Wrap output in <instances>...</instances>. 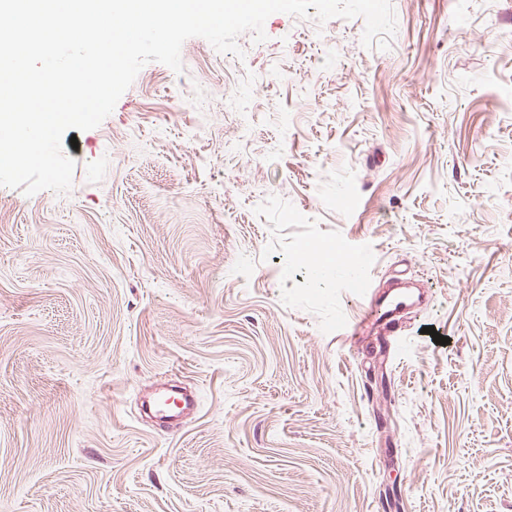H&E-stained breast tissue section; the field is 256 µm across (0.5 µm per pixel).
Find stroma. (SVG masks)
Returning a JSON list of instances; mask_svg holds the SVG:
<instances>
[{
    "label": "stroma",
    "mask_w": 512,
    "mask_h": 512,
    "mask_svg": "<svg viewBox=\"0 0 512 512\" xmlns=\"http://www.w3.org/2000/svg\"><path fill=\"white\" fill-rule=\"evenodd\" d=\"M392 6L386 50L189 38L69 192L0 186V512H512V0ZM346 245L427 291L393 361L339 333ZM171 400L172 398L167 397L165 394H159L153 403L154 411L161 416V419H167L171 423L178 425L185 416L196 409L198 395L195 391L190 390L181 392L180 398L178 401H174L173 404Z\"/></svg>",
    "instance_id": "35a3bbf8"
}]
</instances>
